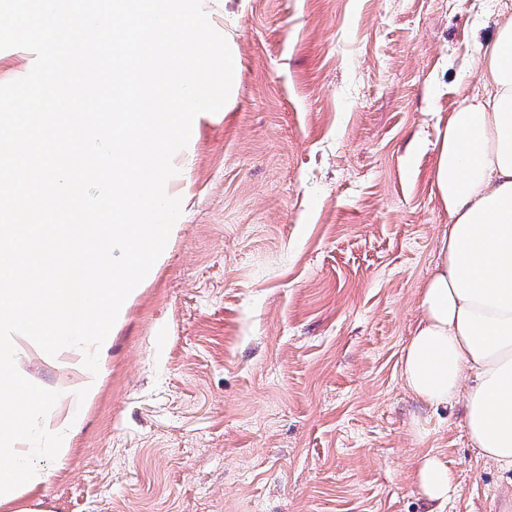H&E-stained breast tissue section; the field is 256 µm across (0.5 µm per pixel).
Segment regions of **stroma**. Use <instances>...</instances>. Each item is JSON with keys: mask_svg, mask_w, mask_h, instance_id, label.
Masks as SVG:
<instances>
[{"mask_svg": "<svg viewBox=\"0 0 512 512\" xmlns=\"http://www.w3.org/2000/svg\"><path fill=\"white\" fill-rule=\"evenodd\" d=\"M207 67L238 61L160 176L182 202L158 271L112 334L74 451L27 512H423L420 449L453 469L447 512H512L462 400L431 411L401 348L448 214L439 120L478 87L497 0H180ZM63 389L67 355L20 356Z\"/></svg>", "mask_w": 512, "mask_h": 512, "instance_id": "obj_1", "label": "stroma"}]
</instances>
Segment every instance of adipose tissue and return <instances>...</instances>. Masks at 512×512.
<instances>
[{
  "mask_svg": "<svg viewBox=\"0 0 512 512\" xmlns=\"http://www.w3.org/2000/svg\"><path fill=\"white\" fill-rule=\"evenodd\" d=\"M146 18H161L174 36L175 60H206L215 48L187 44L188 16L179 0H139ZM480 90L462 95L436 143L433 192L448 213V230L419 299V319L401 349L400 376L420 404L440 409L455 398L465 407L469 442L481 458L512 470V0H506L493 36L479 46ZM197 70L181 69L164 97L149 100L138 122L157 137L138 139L149 154L156 141L189 133L186 110ZM99 188L122 204L117 224H74L65 235L20 224L14 265L58 264L51 276L0 288V311L14 313L0 332V507L42 497L49 474L42 458L64 463L79 432L81 407L98 397L112 331L120 324L141 282L160 264L171 227L137 224L141 192L126 172L113 170ZM123 244L129 264L115 268L109 242ZM97 260L85 261L88 252ZM44 359L70 353L78 373L67 387L69 406L53 392L30 390L16 362L21 346ZM470 385H463L464 376ZM412 481L427 505L444 512L456 491L455 475L433 449L415 461Z\"/></svg>",
  "mask_w": 512,
  "mask_h": 512,
  "instance_id": "obj_1",
  "label": "adipose tissue"
}]
</instances>
